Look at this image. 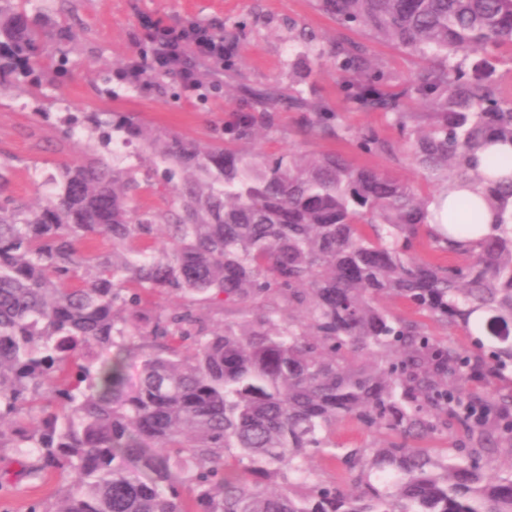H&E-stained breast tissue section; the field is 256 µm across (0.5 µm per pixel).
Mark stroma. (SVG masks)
<instances>
[{
  "label": "stroma",
  "instance_id": "1",
  "mask_svg": "<svg viewBox=\"0 0 512 512\" xmlns=\"http://www.w3.org/2000/svg\"><path fill=\"white\" fill-rule=\"evenodd\" d=\"M42 4L51 20L71 26L77 42L68 52L65 68L50 64L53 84L36 93L27 87L0 92V159H10L14 166L9 183L0 187V198L30 206L54 192L51 178L58 166L80 160L85 148L84 141L66 138L69 116L121 112L160 136L176 134L210 145L218 140L225 113L245 107L248 90L271 86L284 93L304 90L308 101L337 113L351 135L307 136L300 109L284 104L276 110L273 128L252 142V150L268 155L341 153L356 165L388 170L426 197L436 194L410 156L408 134L384 113L347 103L343 88L349 76L337 71L331 48L337 41L368 44L389 90L401 89L421 67V59L371 40L363 29L337 25L315 0H42ZM148 20L171 26L192 20L223 34L232 43V66L217 73L198 64L202 84L193 92L181 89L174 75L154 71L148 72L145 85L126 87L115 75L148 42L150 33L144 26ZM301 28L313 34V47L297 41ZM367 129L387 138L392 152L360 150L352 136ZM109 161L140 175L151 174L154 186L134 193L135 206L163 211L174 207L172 191L163 187L165 166L142 143L124 144L121 153L110 154ZM56 487L53 479L1 484L0 512H28L33 501L49 498Z\"/></svg>",
  "mask_w": 512,
  "mask_h": 512
}]
</instances>
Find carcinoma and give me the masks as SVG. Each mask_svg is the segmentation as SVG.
Wrapping results in <instances>:
<instances>
[{"label":"carcinoma","instance_id":"1","mask_svg":"<svg viewBox=\"0 0 512 512\" xmlns=\"http://www.w3.org/2000/svg\"><path fill=\"white\" fill-rule=\"evenodd\" d=\"M342 27L431 59L386 91L365 44L336 43L346 99L412 129V157L436 185L482 187L497 222L464 245L428 227L429 199L339 153L266 155L245 144L270 128L275 87L224 117V141L152 134L124 113L92 112L101 145L145 142L169 165L176 208L131 206L140 183L94 155L62 167L38 207L0 201V452L23 474L59 475L56 502L31 512H512V98L493 78L512 60V0H318ZM73 31L0 0V85L44 72ZM416 101L421 112L409 111ZM311 136L341 137L337 115L301 93ZM368 153L392 145L356 135ZM427 240L433 257L417 254ZM112 252L95 251L97 241ZM178 292L181 308H144ZM399 299L473 336L469 348L388 311ZM261 309L210 325L193 308ZM82 357L85 362L78 363ZM139 360L129 380L131 358ZM355 419L394 440L336 449ZM446 435L451 458L421 443ZM344 479H314L310 451Z\"/></svg>","mask_w":512,"mask_h":512}]
</instances>
